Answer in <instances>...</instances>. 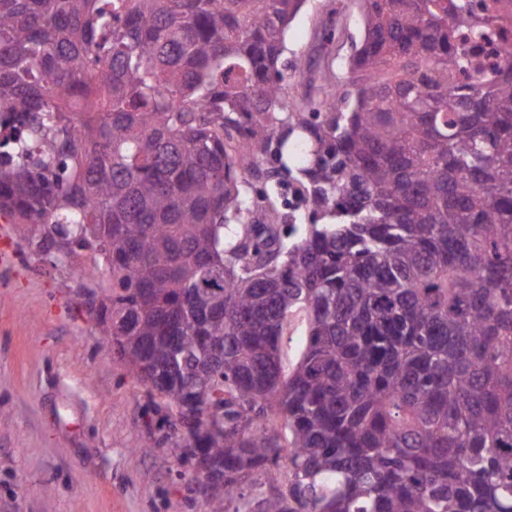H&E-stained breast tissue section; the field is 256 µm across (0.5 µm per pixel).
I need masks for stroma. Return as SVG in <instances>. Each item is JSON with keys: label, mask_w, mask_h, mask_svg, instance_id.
<instances>
[{"label": "stroma", "mask_w": 512, "mask_h": 512, "mask_svg": "<svg viewBox=\"0 0 512 512\" xmlns=\"http://www.w3.org/2000/svg\"><path fill=\"white\" fill-rule=\"evenodd\" d=\"M332 7L306 0L288 27V97L306 90L291 64ZM0 239L14 255L0 268V512H203L163 414L83 303L85 259L50 261L14 224Z\"/></svg>", "instance_id": "35a3bbf8"}]
</instances>
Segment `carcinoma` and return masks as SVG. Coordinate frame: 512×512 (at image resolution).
I'll return each mask as SVG.
<instances>
[{"instance_id": "cac0c4a2", "label": "carcinoma", "mask_w": 512, "mask_h": 512, "mask_svg": "<svg viewBox=\"0 0 512 512\" xmlns=\"http://www.w3.org/2000/svg\"><path fill=\"white\" fill-rule=\"evenodd\" d=\"M304 2L0 0V215L91 258L171 454L224 476L204 512H512V59L462 86L463 0H358L344 76L291 102Z\"/></svg>"}]
</instances>
